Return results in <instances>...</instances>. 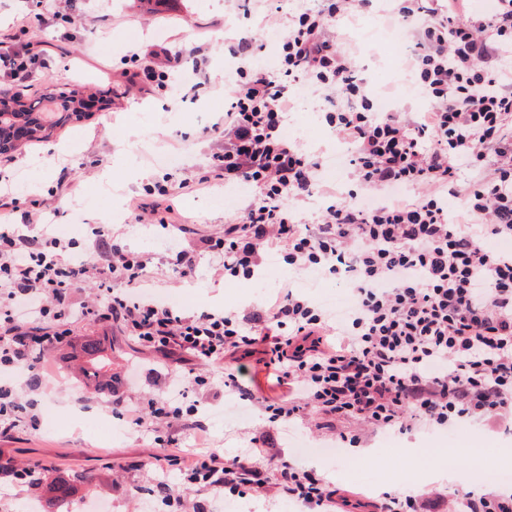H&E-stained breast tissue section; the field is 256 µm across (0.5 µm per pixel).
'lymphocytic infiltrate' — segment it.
Listing matches in <instances>:
<instances>
[{"label":"lymphocytic infiltrate","instance_id":"f902f5d3","mask_svg":"<svg viewBox=\"0 0 512 512\" xmlns=\"http://www.w3.org/2000/svg\"><path fill=\"white\" fill-rule=\"evenodd\" d=\"M461 0H383L407 30L410 62L431 103L419 118L377 111L349 59L326 33L329 22L356 15L373 0H309L289 20L277 71L251 68L255 43L230 45L241 81L211 128L224 141L197 185L244 181L259 194L225 225L217 241L225 278L254 276L265 250L279 248L289 265L342 277L354 301L340 321L283 285L274 301L240 314L204 311L185 317L143 296L114 292L123 280L148 285L149 255L125 249L96 231V255L64 261L68 245L50 231L28 236L0 225V368L29 361L34 346L61 341L74 317L119 324L163 356L189 353L234 369L225 387L253 400L243 356L261 347L288 386L285 402H264L272 420H309L323 427L352 420L375 430L410 433L467 423L498 428L512 421V80L500 64L512 56V0H496L484 20L469 21ZM306 80L337 92L325 120L349 144L354 190L322 187L319 161L286 137L292 87ZM473 170L462 183V169ZM319 190L328 204L306 233L292 201ZM462 197L461 219L444 195ZM95 280L93 303L74 308L71 291ZM132 425H176L205 438L170 398L148 410L125 406ZM246 456L226 460L194 453L181 470L178 512H201L187 491L213 496L241 488L285 495L313 512H329L341 496L324 477L285 463L267 486L258 460L270 459L265 434Z\"/></svg>","mask_w":512,"mask_h":512}]
</instances>
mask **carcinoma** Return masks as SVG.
Returning a JSON list of instances; mask_svg holds the SVG:
<instances>
[{
	"label": "carcinoma",
	"mask_w": 512,
	"mask_h": 512,
	"mask_svg": "<svg viewBox=\"0 0 512 512\" xmlns=\"http://www.w3.org/2000/svg\"><path fill=\"white\" fill-rule=\"evenodd\" d=\"M41 100L49 103V112H34L20 94L0 96V131L23 122L34 127L31 139L42 141L50 138L58 125L83 117L80 91L65 85L51 84ZM84 359L83 378L93 387H102L112 381V360L107 349L98 339H89L80 347ZM75 480H56L46 484L49 498L55 502L69 499L75 492Z\"/></svg>",
	"instance_id": "1"
}]
</instances>
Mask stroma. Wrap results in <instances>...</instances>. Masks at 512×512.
Returning <instances> with one entry per match:
<instances>
[{
    "mask_svg": "<svg viewBox=\"0 0 512 512\" xmlns=\"http://www.w3.org/2000/svg\"><path fill=\"white\" fill-rule=\"evenodd\" d=\"M36 3L0 0V34L15 35L17 52L31 50L47 61L46 67L38 68L28 97H41L50 83L57 82L105 98L110 106L57 128L49 140L21 145L12 162L0 165V185L16 197L19 210H28L34 201L45 205L54 234L72 242L74 253L92 255L93 230L101 227L132 251L151 255L155 299L187 316L203 310L240 313L274 299L284 282H299L301 272L273 250L263 255L258 276L225 280L222 259L208 250L206 242L235 223L256 190L250 186L234 197L221 183L205 190L183 185L184 179L209 171L217 142L207 129L222 115L219 104L225 89L240 81L228 59L226 38L238 33L254 37V66L269 72L278 66L277 47L267 41L273 33L265 24L268 0H251L246 8L239 0H76L67 15L43 21L34 18ZM25 16L32 22L21 33L17 24ZM353 26V20H340L331 24L328 33L363 77L380 75V97L400 109H421L423 99L414 80L385 72L390 58L408 63L409 44L393 41L384 29L361 41L353 37ZM155 44L185 55L194 46H208L211 84L196 85L186 63L171 72L166 88L147 94L131 91L126 72L148 66L146 51ZM296 87L304 96L289 115L284 134L317 157L322 183L349 186L347 169L328 167L339 141L325 122L323 95L307 90L302 81ZM138 128L143 131L139 137L134 134ZM158 155L176 156L178 163L158 165L154 161ZM64 166L79 180L76 193H69L58 180ZM136 170L149 171L150 180L131 181L128 174ZM163 186L171 193L177 223L135 221L131 201L156 199ZM182 223L190 226V233L179 232ZM181 249L196 256L191 274H184L175 262ZM89 338L103 340L112 350V380L97 391L84 387L70 366L74 349ZM40 360L49 380L36 395L39 427L34 430L19 422L9 436L0 438V452L12 459L14 467L35 468L47 480L77 478V490L66 501L49 502L39 492L1 478L0 512H23L29 501L36 504V512H94L98 507L107 512H142L145 498L154 501V512H175L165 505L156 483L164 480L178 486L180 470L160 459L154 434L127 424L120 410L113 408L116 394L126 402L143 404L163 395L180 398L182 407H194L196 419L207 427L211 448L227 458L241 454L256 430L268 431L281 457L264 462L267 481L279 478L282 462H299L346 491L353 503L348 512H357L356 501L366 502L384 492L441 493L453 498L490 492L502 485L495 470H486L470 482L454 475L448 462L470 464L465 448L477 439L512 448V429L502 427L488 431L461 424L405 435L366 429L362 445L371 449L372 458L360 464L355 449L336 441L337 432L352 430V423H341L335 432L301 422L270 424L262 411L225 388L223 364H203L188 355L164 358L120 326L90 319L74 323L70 336L41 353ZM192 373L204 377V384L177 389V379ZM403 446L443 448L447 454L408 483L392 477L407 467L398 453ZM201 501L209 512H227L233 503L239 504L240 512H305L294 500L254 491L217 498L205 494Z\"/></svg>",
    "mask_w": 512,
    "mask_h": 512,
    "instance_id": "stroma-1",
    "label": "stroma"
}]
</instances>
